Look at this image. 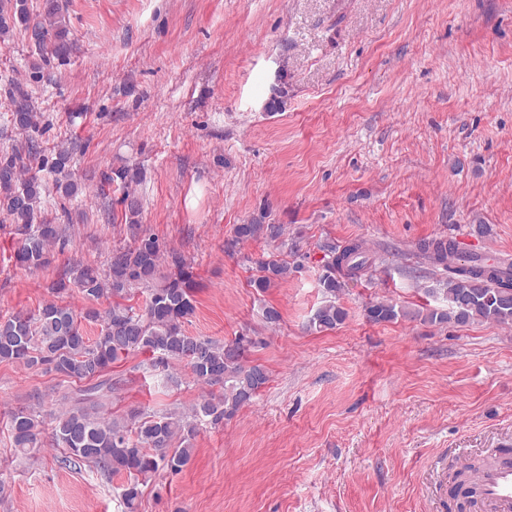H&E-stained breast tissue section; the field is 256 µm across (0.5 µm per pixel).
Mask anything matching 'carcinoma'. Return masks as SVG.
I'll list each match as a JSON object with an SVG mask.
<instances>
[{"label":"carcinoma","instance_id":"cac0c4a2","mask_svg":"<svg viewBox=\"0 0 512 512\" xmlns=\"http://www.w3.org/2000/svg\"><path fill=\"white\" fill-rule=\"evenodd\" d=\"M20 27L43 53L63 55L70 48L69 30L58 0H44L43 11L33 14L26 0H0V42ZM14 125L22 131L37 127L38 116L30 97L20 93L12 98ZM70 150L57 149L46 161L55 175L56 191L74 196L78 187L69 169ZM24 157L19 152L0 157V215L22 235L15 252L16 265L39 267L49 263L50 253L61 241L58 225L38 221L45 185L35 177H22ZM104 181L120 182L121 204L133 244L112 250L108 268L82 265L68 270L55 284L61 293L75 288L83 298L97 302L110 300L104 311L90 307L77 315L66 305L50 301L34 313L0 317V362L44 366L68 379L84 384L76 407L56 417L50 438L67 451L66 461L85 463L104 474L125 475L121 497L127 512H135L141 495L140 484L160 467L172 472L190 461L193 449L187 445L197 423L206 418L216 425L233 417L252 403L267 384L269 374L260 363H249L246 351L256 341L247 336L219 342L188 335L183 324L195 311L191 264L178 252L165 251L157 238L140 230L141 200L136 193L139 171L125 167ZM265 216L235 227V241L264 239L276 242L283 235L280 224L264 223ZM327 260L320 282L327 300L317 309L310 324L317 331L331 330L346 319V311L333 300L344 286V279L368 266L369 260L356 243L342 248L334 243L323 246ZM419 250L434 263L447 268L452 276L430 292L440 294L445 309H429L423 320L431 324L471 321L512 324V264L487 263L478 254L456 266L458 250L449 241L432 240L419 244ZM255 265L258 275L249 286L265 292L274 283L288 279L301 268L283 259L244 257ZM145 296L142 307L128 304L136 295ZM409 312L396 309L388 301L367 308L375 323L390 322ZM100 323L95 340H90L82 321ZM134 353L151 355L153 366L182 364L194 382L219 385L224 394L202 399L193 416L170 412L162 416L133 409L120 418L104 416L100 393L112 391L107 371L120 356ZM10 431L16 451L26 454L40 447L41 421L22 409L10 415ZM186 445L172 447L175 438Z\"/></svg>","mask_w":512,"mask_h":512}]
</instances>
